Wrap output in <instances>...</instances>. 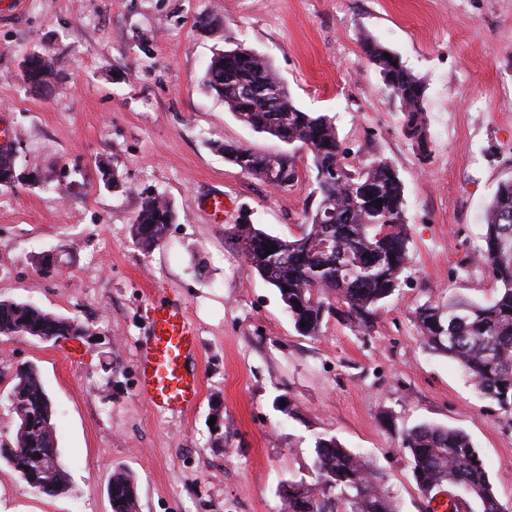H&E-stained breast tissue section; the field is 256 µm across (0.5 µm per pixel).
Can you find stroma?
<instances>
[{"label":"stroma","instance_id":"stroma-1","mask_svg":"<svg viewBox=\"0 0 512 512\" xmlns=\"http://www.w3.org/2000/svg\"><path fill=\"white\" fill-rule=\"evenodd\" d=\"M10 2L0 0V115L18 170L33 178L0 189V300L90 333L54 345L0 336V440L15 433L12 368L34 364L68 480L48 496L0 462V512H112L119 468L137 479L139 512H281L278 489L310 477L319 436L382 470L400 512H425L402 447L423 422L464 430L512 503V415L457 362L427 351L413 320L429 300L493 295L473 257L484 210L512 179V0H24L14 16ZM206 17L219 28L200 27ZM228 34L270 58L298 107L333 117L348 165L384 158L399 172L411 260L370 332L332 317L320 335H301L230 238L243 220L298 235L312 177L300 167L290 189L274 192L225 161L227 141L282 147L202 85ZM368 43L422 81L426 156L405 136ZM34 51L60 74L50 93L25 82ZM104 162L118 187L100 181ZM156 193L173 201L177 221L145 253L131 229ZM209 193L223 194L222 217L199 207ZM45 251L60 273L38 270ZM176 302L197 331L201 394L169 416L139 395L135 355L152 305Z\"/></svg>","mask_w":512,"mask_h":512}]
</instances>
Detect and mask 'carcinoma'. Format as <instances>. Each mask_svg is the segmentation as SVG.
Wrapping results in <instances>:
<instances>
[{"label": "carcinoma", "mask_w": 512, "mask_h": 512, "mask_svg": "<svg viewBox=\"0 0 512 512\" xmlns=\"http://www.w3.org/2000/svg\"><path fill=\"white\" fill-rule=\"evenodd\" d=\"M384 53V47L374 44L368 59L389 76L384 90L402 113L404 134L416 148L427 140L424 87ZM24 70L35 91L50 90L58 79L39 52L26 57ZM203 85L239 122L286 145L275 153H259L226 142L225 160L258 181L272 167L286 189L298 180L302 158L315 172V206L305 212L301 235L282 239L247 221L234 225L233 238L249 266L277 289L301 335H318L330 316L357 331L371 330L410 261L404 185L397 169L385 159L349 169L333 118L299 108L266 57L229 66L224 50L218 49L205 68ZM13 169L10 155L0 152V186L17 183ZM175 221L170 199L144 198L133 223L134 243L150 252L163 243ZM272 245L275 249L266 254ZM478 255L494 284L491 299L451 298L441 305L428 301L414 310V319L427 350L459 363L484 398L512 414V180L499 185L486 210ZM40 327L60 337L75 335L83 324L52 317L34 305L0 300V336H33ZM8 401L16 431L12 442L0 444V461L39 493L64 492L66 471L55 425L45 419L51 402L34 365L14 368ZM403 448L421 496L448 486L462 491L475 512H512L494 492L479 451L464 431L421 424L404 434ZM46 472L56 485L29 482L31 475ZM312 473L311 481L290 480L279 488L282 512H399L384 477L334 437L316 439ZM109 490L117 493L119 512H138L137 484L130 472L113 471Z\"/></svg>", "instance_id": "obj_1"}]
</instances>
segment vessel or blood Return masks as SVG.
Wrapping results in <instances>:
<instances>
[{
    "label": "vessel or blood",
    "mask_w": 512,
    "mask_h": 512,
    "mask_svg": "<svg viewBox=\"0 0 512 512\" xmlns=\"http://www.w3.org/2000/svg\"><path fill=\"white\" fill-rule=\"evenodd\" d=\"M198 336L182 304L154 308L137 356L138 392L156 409L182 413L200 394Z\"/></svg>",
    "instance_id": "b4317fda"
}]
</instances>
